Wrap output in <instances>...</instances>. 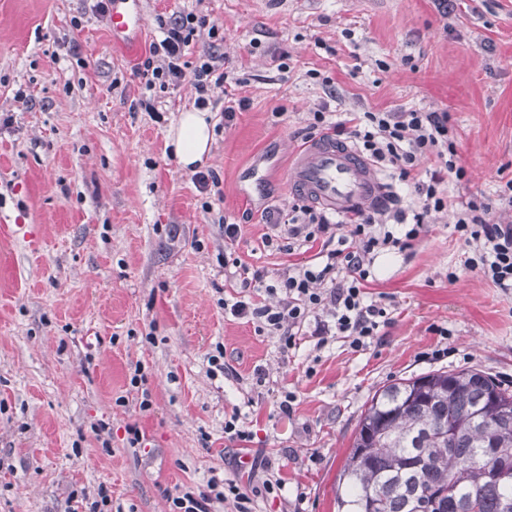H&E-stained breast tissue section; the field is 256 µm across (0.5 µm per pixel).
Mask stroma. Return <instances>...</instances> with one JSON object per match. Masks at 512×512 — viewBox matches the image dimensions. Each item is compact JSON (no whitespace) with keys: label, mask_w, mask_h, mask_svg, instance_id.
Masks as SVG:
<instances>
[{"label":"stroma","mask_w":512,"mask_h":512,"mask_svg":"<svg viewBox=\"0 0 512 512\" xmlns=\"http://www.w3.org/2000/svg\"><path fill=\"white\" fill-rule=\"evenodd\" d=\"M142 2L144 48L182 13L224 31L230 91L248 106L226 125L211 112L220 128L199 169L219 177L221 199L198 191L169 144L195 106L189 81L146 91L144 48H114L93 0H0V225L19 227L0 240V512H88L102 490L107 512H171L215 472L257 512H336L378 389L476 368L512 390V293L466 268L474 249L447 210L411 249L377 256L368 291L391 313L379 339L286 350L225 316L222 224L241 225L234 252L247 265L275 273L314 258L265 246L261 214L297 203L286 174L325 102L338 114L447 111L466 171L449 195H477L512 223L499 199L512 180V0H454L446 15L436 0ZM219 344L226 378L208 372ZM236 408L253 436L244 449L224 434Z\"/></svg>","instance_id":"obj_1"}]
</instances>
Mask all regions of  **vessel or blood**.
<instances>
[{
  "mask_svg": "<svg viewBox=\"0 0 512 512\" xmlns=\"http://www.w3.org/2000/svg\"><path fill=\"white\" fill-rule=\"evenodd\" d=\"M140 0H111L108 31L113 45L136 47L145 33ZM291 186L312 204L345 212L377 203L381 179L371 163L353 148L332 139L306 145L289 168Z\"/></svg>",
  "mask_w": 512,
  "mask_h": 512,
  "instance_id": "1",
  "label": "vessel or blood"
}]
</instances>
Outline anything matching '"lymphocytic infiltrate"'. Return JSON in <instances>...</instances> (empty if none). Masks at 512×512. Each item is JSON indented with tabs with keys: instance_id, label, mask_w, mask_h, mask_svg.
I'll return each instance as SVG.
<instances>
[{
	"instance_id": "f902f5d3",
	"label": "lymphocytic infiltrate",
	"mask_w": 512,
	"mask_h": 512,
	"mask_svg": "<svg viewBox=\"0 0 512 512\" xmlns=\"http://www.w3.org/2000/svg\"><path fill=\"white\" fill-rule=\"evenodd\" d=\"M160 27L162 39L151 44L137 69L146 89H165L188 79L198 105L207 107L229 78L215 64L223 33L192 13L161 20ZM203 34L209 48L196 64H189L186 49ZM308 133L346 137L392 179L411 186L415 200L406 207L393 194L387 202L353 209L342 217L303 203L286 213L265 209L264 222L270 229L266 244L286 251L315 244L320 260L276 273L232 260L224 278L234 283L236 291L225 299V313L279 336L287 349L302 336L321 344L331 337L343 338L353 348L365 347L389 322L386 308L366 293L376 255L409 249L426 224L451 205L456 208L455 232L475 246L468 269L503 291H512V224L494 222L490 205L477 197L455 203L444 189L448 177L460 180L466 175L456 161L447 112L403 108L354 112L343 122L333 120L323 106L314 112ZM228 499L235 512H253L254 500L247 491L234 480L215 476L205 491L173 497L172 507L173 512H210L212 501Z\"/></svg>"
}]
</instances>
